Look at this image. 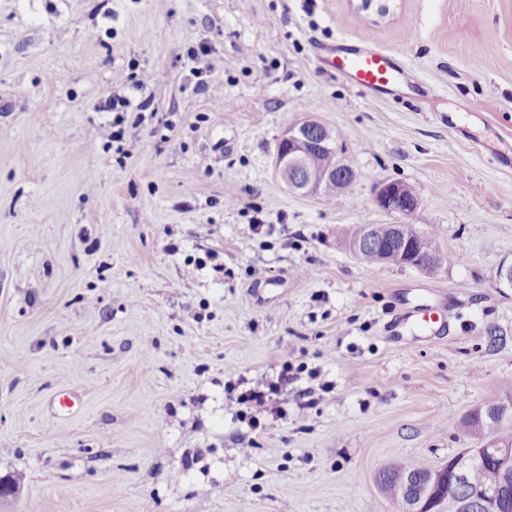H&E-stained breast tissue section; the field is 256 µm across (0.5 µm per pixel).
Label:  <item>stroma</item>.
<instances>
[{
  "label": "stroma",
  "mask_w": 512,
  "mask_h": 512,
  "mask_svg": "<svg viewBox=\"0 0 512 512\" xmlns=\"http://www.w3.org/2000/svg\"><path fill=\"white\" fill-rule=\"evenodd\" d=\"M339 38L395 55L397 94L321 68ZM114 96L150 106L101 111ZM307 116L355 171L333 204L274 170ZM383 180L411 216L377 206ZM407 222L456 262L345 243ZM503 262L512 0H395L376 24L351 0H0V512H397L378 472L473 447L456 419L512 378ZM418 304L431 332L391 340ZM286 362L287 416L252 431L226 389ZM409 191L414 193V190L407 186ZM404 184L396 181H382L377 185L375 193V201L377 205L387 211L404 213L409 210L405 215L410 216L417 206V198L410 193ZM378 227L377 240L371 243H365L360 252L361 237H359L352 245L354 252L359 253L361 258L368 262L393 263L401 265L402 259L400 255L391 250L388 246L391 244L394 235L393 224H375Z\"/></svg>",
  "instance_id": "stroma-1"
}]
</instances>
